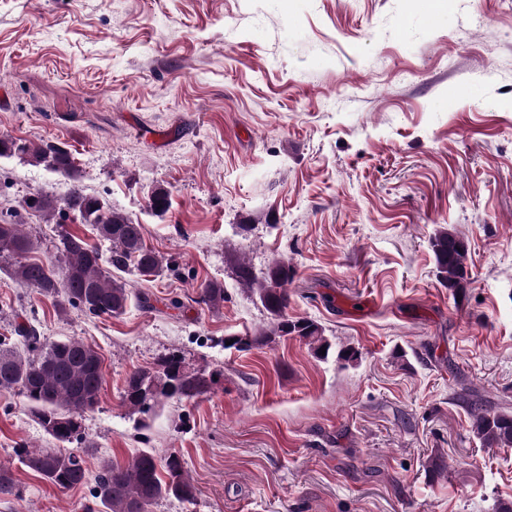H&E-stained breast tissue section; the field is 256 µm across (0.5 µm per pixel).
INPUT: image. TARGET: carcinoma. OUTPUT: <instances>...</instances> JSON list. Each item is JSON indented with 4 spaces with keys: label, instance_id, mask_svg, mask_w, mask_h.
Returning <instances> with one entry per match:
<instances>
[{
    "label": "carcinoma",
    "instance_id": "obj_1",
    "mask_svg": "<svg viewBox=\"0 0 512 512\" xmlns=\"http://www.w3.org/2000/svg\"><path fill=\"white\" fill-rule=\"evenodd\" d=\"M29 155L33 162L62 176H72L71 152L56 143L32 145L20 139L0 137V157ZM149 207L157 215L169 208V193L157 188L149 197ZM18 208L52 221L64 212L76 214L81 223L96 231L99 243L90 244L70 232L58 234L48 261H30L26 255L37 244L17 221L0 222V257L15 260L13 275L21 285L52 297L61 310L79 307L93 316L119 317L126 312L130 291L126 282L114 275L134 267L142 274H159L169 267L164 256L147 248L143 226L114 211L97 196L75 185L64 200L36 192L25 196ZM111 250L104 259L100 244ZM439 278L445 287L461 291L467 286L468 251L454 234L441 232L431 241ZM292 277L288 262L277 260L265 272L256 274L242 264L238 281L256 295L272 316L271 327L258 336H237L232 346L246 350L276 338L305 341L315 350L332 349L324 328L306 318L288 316L285 285ZM196 303L216 308L224 303V288L205 281L197 288ZM18 336L25 347L22 355L15 347H0V391H17L45 432L58 443L81 442L83 414L99 403L103 383L100 353L81 340L47 342L31 326H20ZM215 373L203 366L190 367L184 358L169 352L150 367H138L126 377L122 404L132 412L146 414L165 400L194 401L210 393ZM472 429L487 448L512 447V414L492 412L483 403L469 405ZM21 464L59 489L87 482V471L78 450L62 452L53 448L18 449ZM197 489L183 457L173 451L163 457L150 450L140 451L128 464L106 461L94 479L93 498L97 512H149L158 501L174 498L192 502Z\"/></svg>",
    "mask_w": 512,
    "mask_h": 512
}]
</instances>
